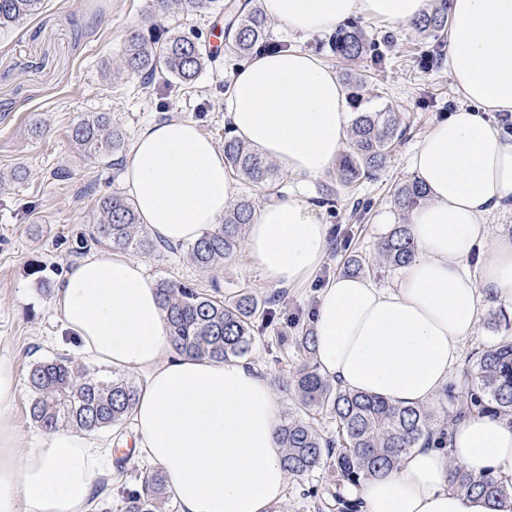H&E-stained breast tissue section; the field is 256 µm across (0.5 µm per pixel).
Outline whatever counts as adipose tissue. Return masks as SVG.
Returning a JSON list of instances; mask_svg holds the SVG:
<instances>
[{
	"label": "adipose tissue",
	"mask_w": 512,
	"mask_h": 512,
	"mask_svg": "<svg viewBox=\"0 0 512 512\" xmlns=\"http://www.w3.org/2000/svg\"><path fill=\"white\" fill-rule=\"evenodd\" d=\"M289 34L333 31L352 17L408 24L429 0H259ZM448 71L460 103L411 158L427 192L408 228L413 260L393 286L339 273L319 296L315 363L343 389L405 406H433L490 307L512 310V235L485 218L512 209V134L491 115L512 113V0H451ZM236 136L288 175L336 167L351 116L334 71L300 50L260 52L224 96ZM126 180L152 236L178 245L219 223L236 188L224 155L193 121L147 123L126 160ZM317 204L262 203L245 251L264 282L293 288L325 260L329 227ZM76 351L141 373L132 418L136 446L165 471L179 512H271L288 484L277 440L281 405L253 365L175 354L155 281L141 261L103 252L73 264L52 299ZM19 376L0 361V512H90L107 451L91 434L61 430L22 448L13 419ZM512 481V424L476 414L447 448L417 444L396 469L353 488L362 512H512L450 487L448 470Z\"/></svg>",
	"instance_id": "adipose-tissue-1"
}]
</instances>
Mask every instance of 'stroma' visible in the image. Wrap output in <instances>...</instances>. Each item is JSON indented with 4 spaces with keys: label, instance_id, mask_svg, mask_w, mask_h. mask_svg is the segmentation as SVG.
<instances>
[{
    "label": "stroma",
    "instance_id": "stroma-1",
    "mask_svg": "<svg viewBox=\"0 0 512 512\" xmlns=\"http://www.w3.org/2000/svg\"><path fill=\"white\" fill-rule=\"evenodd\" d=\"M151 0H44L38 13L23 24L0 30V359L10 362L21 384L14 419L31 445L42 431L29 416L31 393L26 382L32 364L73 355L66 332L52 308V291L76 263L74 250L87 240L85 255L101 252L89 241L98 198L129 195L123 167L104 159H87L74 148L73 128L98 112L134 141L151 121L185 118L196 122L216 147L224 145V92L234 70L243 62L223 49L215 62L187 89L173 91L159 84L145 90L137 77L121 70L128 31L137 26ZM374 41L390 36L385 62L375 66L364 58L355 64L338 59L323 35L295 37L272 26L271 38L292 49L314 53L337 78L354 71L364 85L363 109L392 107L407 132L376 179L359 183L354 191L338 188L335 173L303 181L285 176V193L315 199L322 186L334 187L330 204L319 213L330 227L326 258L305 286L276 290L265 284L246 252L206 272L184 251L144 258L154 280L197 284L217 298L249 287L265 298L277 296L275 319L260 331L247 356L266 377L287 376L305 353L299 339L312 329L320 288L345 269L350 255L372 262L378 244L405 214L395 207L393 190L414 175L410 158L429 128L458 99L445 63L425 65L424 57L445 56V39L400 24L391 26L359 19ZM27 177L13 183L16 167ZM154 471L139 455L128 457L123 473L102 476L104 494L98 512H119V487H139ZM339 485L334 472L323 469L288 479L282 512H332Z\"/></svg>",
    "mask_w": 512,
    "mask_h": 512
}]
</instances>
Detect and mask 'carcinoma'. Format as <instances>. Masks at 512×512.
<instances>
[{
	"instance_id": "obj_1",
	"label": "carcinoma",
	"mask_w": 512,
	"mask_h": 512,
	"mask_svg": "<svg viewBox=\"0 0 512 512\" xmlns=\"http://www.w3.org/2000/svg\"><path fill=\"white\" fill-rule=\"evenodd\" d=\"M224 0V37L236 53L282 50L270 39V25L257 4L244 0ZM450 0H434L431 9L412 23L420 32L435 35L448 30ZM206 0H161L163 14L149 12L142 24L127 35L124 68L150 88L162 79L172 89L189 86L214 61L215 55L197 39L174 32L161 24L164 18H177L198 11ZM42 0H0V28L18 25L40 9ZM328 46L336 56L354 60L371 55L374 63L384 62L377 44L370 42L353 24L339 26L329 36ZM403 131L396 112H358L353 120L348 149L337 164L340 184L353 189L361 180L375 176L386 163ZM72 141L87 158L112 159L119 166L125 147V134L112 127L106 113L100 112L80 122L72 130ZM224 164L233 177L266 189L267 195L281 193L282 178L274 166L242 141L224 130ZM426 200L421 183L412 180L398 186L394 205L411 212ZM97 224L92 239L104 240L115 250H133L152 256L173 246L150 237L138 224L134 205L124 196L112 194L97 200ZM255 212L253 202L239 199L224 215V223L205 232L187 248L190 260L200 269L213 271L242 249L244 232ZM415 255L407 225L396 224L381 241L378 265L402 267ZM166 312L173 349L181 354L217 360L243 358L256 340L257 320L271 317L262 309L256 295L243 287L236 295L220 300L200 289L163 280L158 284ZM464 385L458 394L449 390L446 398L455 412L448 422H434L430 409L400 406L364 393L345 391L318 372L316 364L304 361L285 379L274 382L295 395L298 414L284 419L277 437L285 448L282 458L290 476H301L317 469L336 472L338 480L356 485L363 480L391 472L402 452L420 440L439 432L446 440L447 429L472 412L491 413L512 424V336H505L487 350L473 352L466 359ZM28 385L32 394L30 418L46 432L69 426L86 432L121 428L131 417L139 391L124 377L103 380L80 364L57 358L36 362L30 368ZM330 414L337 425L336 437H324L307 417ZM449 482L457 490L475 494L488 503L512 494V483L491 473L472 475L452 467ZM121 512H164L169 486L163 471H156L139 488H123Z\"/></svg>"
}]
</instances>
